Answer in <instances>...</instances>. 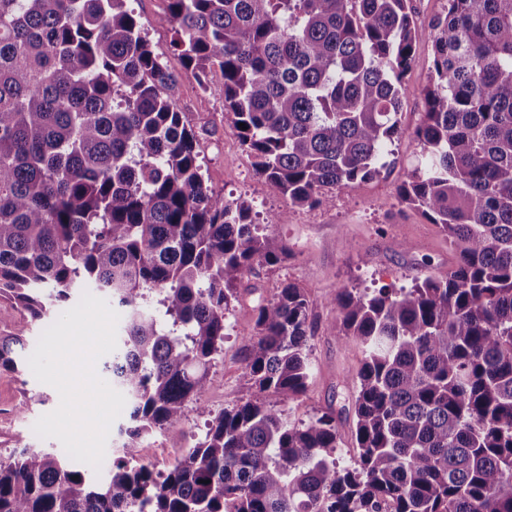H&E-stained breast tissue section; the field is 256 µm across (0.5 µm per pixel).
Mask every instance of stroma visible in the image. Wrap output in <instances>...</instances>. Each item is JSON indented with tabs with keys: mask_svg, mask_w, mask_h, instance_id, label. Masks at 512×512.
Listing matches in <instances>:
<instances>
[{
	"mask_svg": "<svg viewBox=\"0 0 512 512\" xmlns=\"http://www.w3.org/2000/svg\"><path fill=\"white\" fill-rule=\"evenodd\" d=\"M444 0H412L416 29L415 60L401 83L398 115L402 134L389 145L385 166L372 179L333 191L329 204L298 207L255 172L254 158L242 145L232 116L216 88L223 82L212 70L199 83L173 50V31L167 23V0H132L151 44L178 85L172 96L184 123L199 136L200 161L209 188L227 197L247 200L257 223L285 243L290 256L276 266L258 268L227 318L224 349L211 370L202 402L189 403L183 421L137 441L129 449L132 463L166 470L175 458L201 436L211 416L248 397L251 383L244 371L243 346L255 333L254 308L272 298L283 284L302 288L312 302L315 326L311 341L312 372L304 394L289 400L283 410L298 425L334 410L341 434L338 454L347 461L355 452L351 436L353 377L361 364V346L339 336L333 325L338 311L333 297L344 288H409L414 281L446 276L456 256L444 237L420 211L403 204L399 190L416 167L420 145L414 131L422 123V91L431 80L432 27ZM275 224H268V217ZM60 402L57 390L39 382L32 372L0 371V457L18 448H46L63 453L54 438L38 437L33 426Z\"/></svg>",
	"mask_w": 512,
	"mask_h": 512,
	"instance_id": "35a3bbf8",
	"label": "stroma"
}]
</instances>
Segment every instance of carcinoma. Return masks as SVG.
I'll return each mask as SVG.
<instances>
[{"instance_id": "obj_1", "label": "carcinoma", "mask_w": 512, "mask_h": 512, "mask_svg": "<svg viewBox=\"0 0 512 512\" xmlns=\"http://www.w3.org/2000/svg\"><path fill=\"white\" fill-rule=\"evenodd\" d=\"M128 0H0V300L43 320L92 285L123 309L104 361L130 406L120 447L180 423L258 266L287 255L251 204L214 195L175 77ZM411 0H169L172 47L216 88L255 171L292 204L379 173L401 133ZM401 200L448 237L445 279L334 298L355 376L357 454L336 417L288 423L302 395L310 300L255 306L252 394L164 473L108 476L32 448L0 458V512H512V0H445ZM172 319L161 328L153 303ZM27 342L0 335V370Z\"/></svg>"}]
</instances>
